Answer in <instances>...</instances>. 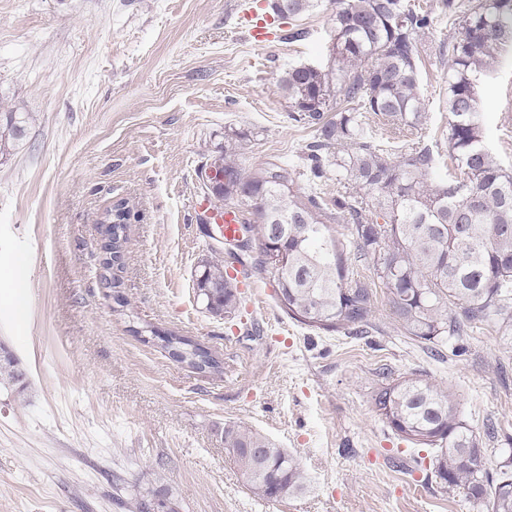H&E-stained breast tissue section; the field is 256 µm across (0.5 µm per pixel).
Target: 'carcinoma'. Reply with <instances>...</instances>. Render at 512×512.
<instances>
[{
    "label": "carcinoma",
    "instance_id": "carcinoma-1",
    "mask_svg": "<svg viewBox=\"0 0 512 512\" xmlns=\"http://www.w3.org/2000/svg\"><path fill=\"white\" fill-rule=\"evenodd\" d=\"M334 38L324 65L290 67L280 80L291 120L312 131L306 179L295 165L270 158L245 172L237 163L246 136L224 134L209 166L226 181L210 190L221 205L240 212L249 238L236 257L265 272L274 253L276 296L289 318L312 328L361 336L373 327L376 284L386 290L390 316L404 336L435 350L448 337L477 325L512 326V167L487 144L477 100L478 81L512 47V0H442L457 27L448 38V162L453 175L434 182L442 155L421 142L427 123L418 86L421 34L431 12L410 0H335ZM318 0H273L279 18L299 17ZM394 131L395 153L367 135L368 118ZM29 112L0 119V159L13 156ZM344 191L326 199L321 182ZM131 210L120 201L102 221L104 277L118 306L127 301L123 257ZM348 225L347 236L336 225ZM367 267L369 279L354 271ZM224 260L207 258L196 277L198 298L214 316L232 319L237 281ZM149 333L175 360L198 371H222L201 344L172 332ZM25 373L11 357L0 363V387L20 384ZM372 401L391 431L417 448L435 450L433 474L445 490H460L479 512H512V451L495 474L485 469L489 429L480 438L459 418L453 395L425 374L394 378L378 370ZM224 451L257 497L278 500L301 489L298 459L260 433L226 424Z\"/></svg>",
    "mask_w": 512,
    "mask_h": 512
}]
</instances>
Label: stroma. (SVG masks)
<instances>
[{
	"mask_svg": "<svg viewBox=\"0 0 512 512\" xmlns=\"http://www.w3.org/2000/svg\"><path fill=\"white\" fill-rule=\"evenodd\" d=\"M0 0V113H32L0 162V345L23 389L0 390V512H129L159 490L178 512H477L443 491L429 450L395 435L372 404L379 367L423 372L453 394L475 433L499 430L486 466L512 448V340L496 326L449 338L439 353L402 336L376 290L361 336L302 325L279 307L274 278L238 283L235 318L209 313L195 279L208 255L195 215L198 172L228 129L246 132L238 163H299L311 132L292 121L278 82L323 64L332 0L295 20L270 0ZM431 4L422 37L424 143L448 151V15ZM265 22L255 42L249 22ZM303 29L304 37L288 34ZM487 142L512 164V48L481 77ZM136 214L114 310L101 274L100 223L117 200ZM188 336L222 361L204 375L132 333V319ZM241 424L297 457L303 488L251 494L224 451Z\"/></svg>",
	"mask_w": 512,
	"mask_h": 512,
	"instance_id": "stroma-1",
	"label": "stroma"
}]
</instances>
